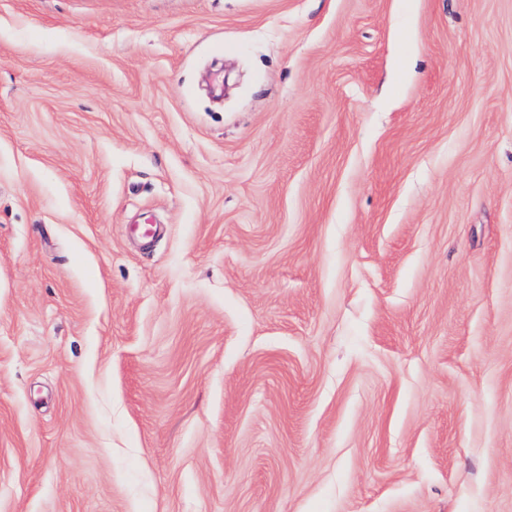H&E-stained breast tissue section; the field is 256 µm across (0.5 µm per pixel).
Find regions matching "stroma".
<instances>
[{
	"label": "stroma",
	"instance_id": "stroma-1",
	"mask_svg": "<svg viewBox=\"0 0 512 512\" xmlns=\"http://www.w3.org/2000/svg\"><path fill=\"white\" fill-rule=\"evenodd\" d=\"M0 512H512V0H0Z\"/></svg>",
	"mask_w": 512,
	"mask_h": 512
}]
</instances>
